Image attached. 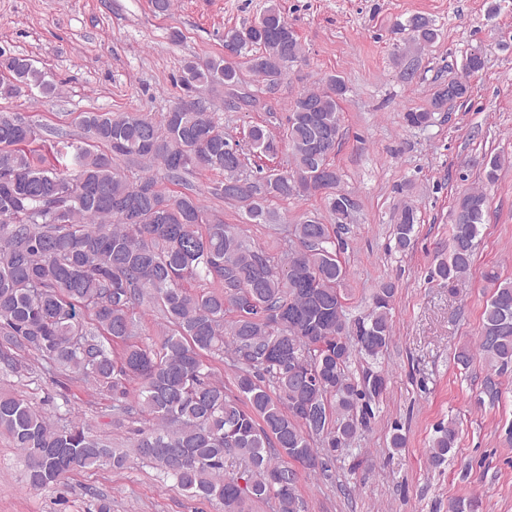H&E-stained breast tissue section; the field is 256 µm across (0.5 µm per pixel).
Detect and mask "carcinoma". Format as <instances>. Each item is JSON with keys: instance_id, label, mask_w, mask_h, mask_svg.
<instances>
[{"instance_id": "cac0c4a2", "label": "carcinoma", "mask_w": 512, "mask_h": 512, "mask_svg": "<svg viewBox=\"0 0 512 512\" xmlns=\"http://www.w3.org/2000/svg\"><path fill=\"white\" fill-rule=\"evenodd\" d=\"M419 51L439 37L434 21L411 15ZM278 88L301 57L295 31L277 0L254 20L224 31V56L184 64L187 97L157 120L134 114L84 112L86 141L47 142L24 117L0 113V370L20 374L12 350L31 352L45 372L65 371L112 394V419L134 425L142 460L171 478L189 497L218 500L224 512H304L300 475L326 471L366 426L385 389L382 371L355 378L357 354L373 361L392 339L395 287L382 284L368 312L351 318L343 293L349 270L339 256L338 231L310 213L291 225L288 251L277 257L252 243L237 224H226L190 193L163 192L153 174L161 167L175 184L196 170L212 173L210 193L238 204L247 224L276 226L274 200L321 195L336 223L354 211L350 195L336 191L331 163L341 141L344 81L330 75L323 87L299 94L288 114L285 170L246 172L243 156L224 135L206 91L228 90L227 107L257 103L243 88L235 58ZM480 52L465 55L461 72L439 86L433 108L467 97L483 69ZM0 98L54 84L30 59L0 53ZM251 146L275 154L278 142L253 126ZM138 167L129 176L113 157ZM487 196L466 191L454 214L448 257L434 275L457 281L471 270L484 224ZM416 210L402 208L395 247L411 243ZM493 285L482 312L476 347L456 353L466 367L480 356L496 373L512 366V281L490 269ZM212 290H192V283ZM157 306L169 329L160 346L141 340L137 310ZM224 357L234 390L213 377L210 357ZM0 433L24 456L30 487H52L76 467L119 466L122 458L82 423L59 425L26 399L0 393ZM458 438L452 419L437 428L429 460L442 465Z\"/></svg>"}]
</instances>
